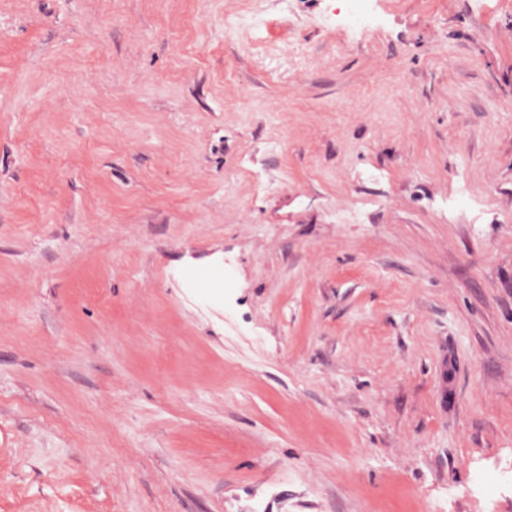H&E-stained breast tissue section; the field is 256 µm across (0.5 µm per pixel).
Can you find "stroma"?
<instances>
[{"mask_svg":"<svg viewBox=\"0 0 512 512\" xmlns=\"http://www.w3.org/2000/svg\"><path fill=\"white\" fill-rule=\"evenodd\" d=\"M0 0V512H512V0Z\"/></svg>","mask_w":512,"mask_h":512,"instance_id":"1","label":"stroma"}]
</instances>
